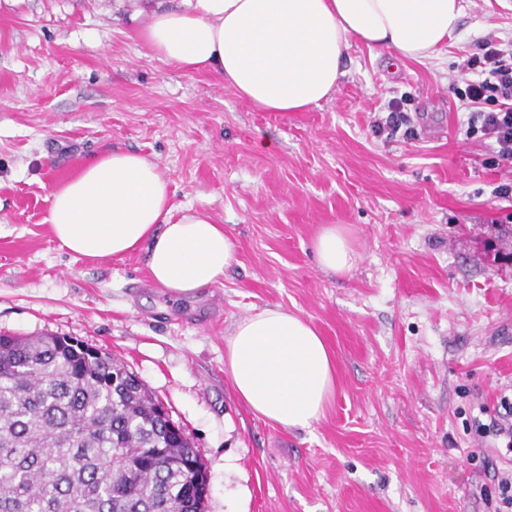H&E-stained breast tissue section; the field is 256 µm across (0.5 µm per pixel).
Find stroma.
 <instances>
[{"label": "stroma", "mask_w": 512, "mask_h": 512, "mask_svg": "<svg viewBox=\"0 0 512 512\" xmlns=\"http://www.w3.org/2000/svg\"><path fill=\"white\" fill-rule=\"evenodd\" d=\"M114 0L0 7V334L72 336L162 401L205 463V512H494L511 465L471 425L512 395V182L467 138L449 93L512 0H463L459 30L419 62L352 44L331 98L305 112L243 102L223 81L153 56ZM415 138L378 131L392 103ZM155 160L175 206L236 241L223 279L161 294L147 253L94 261L58 248L48 196L112 150ZM326 224L360 259L319 267ZM309 320L336 394L307 430L253 415L224 372L234 323L265 307Z\"/></svg>", "instance_id": "obj_1"}]
</instances>
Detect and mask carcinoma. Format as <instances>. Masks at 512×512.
<instances>
[{
    "label": "carcinoma",
    "instance_id": "cac0c4a2",
    "mask_svg": "<svg viewBox=\"0 0 512 512\" xmlns=\"http://www.w3.org/2000/svg\"><path fill=\"white\" fill-rule=\"evenodd\" d=\"M156 405L81 340L0 335V512H204L202 458Z\"/></svg>",
    "mask_w": 512,
    "mask_h": 512
}]
</instances>
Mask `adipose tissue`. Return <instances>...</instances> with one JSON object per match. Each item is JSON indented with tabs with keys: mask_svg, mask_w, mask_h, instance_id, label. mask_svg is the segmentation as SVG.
<instances>
[{
	"mask_svg": "<svg viewBox=\"0 0 512 512\" xmlns=\"http://www.w3.org/2000/svg\"><path fill=\"white\" fill-rule=\"evenodd\" d=\"M461 0H131L142 45L177 67L223 80L250 106L303 112L331 97L352 43L422 61L457 29ZM59 248L94 260L147 248L153 283L176 298L218 283L235 261L224 226L191 207L175 209L160 166L110 151L48 196ZM313 250L322 269L350 272L359 254L329 224ZM224 371L257 417L287 429L317 422L335 392L331 353L303 317L266 307L238 320L224 341Z\"/></svg>",
	"mask_w": 512,
	"mask_h": 512,
	"instance_id": "1",
	"label": "adipose tissue"
}]
</instances>
